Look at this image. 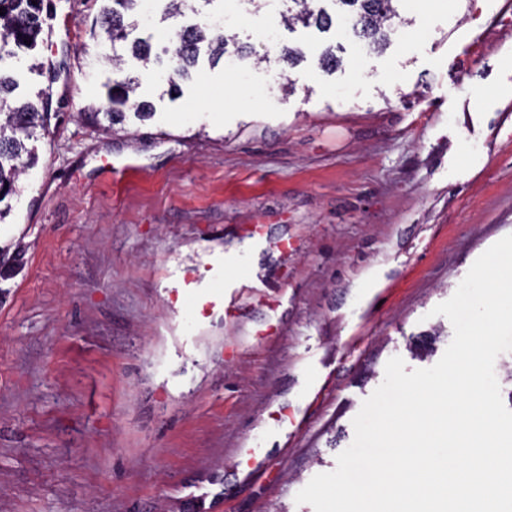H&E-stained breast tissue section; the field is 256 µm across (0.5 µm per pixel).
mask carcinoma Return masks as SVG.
I'll return each mask as SVG.
<instances>
[{"label":"carcinoma","mask_w":512,"mask_h":512,"mask_svg":"<svg viewBox=\"0 0 512 512\" xmlns=\"http://www.w3.org/2000/svg\"><path fill=\"white\" fill-rule=\"evenodd\" d=\"M112 6L103 9L97 20L108 34L111 45L124 43L128 29L135 25L140 0H108ZM341 12L351 18L355 34L376 49L388 42L390 21L397 17L393 6L395 0H335ZM3 14L0 15V221L4 220L10 205L6 204L16 192L18 176L34 165L36 157L29 142L35 141L47 129L49 114L43 111L42 97L35 99L14 96L17 83L1 63L19 51L34 50L44 35V0H0ZM282 23L290 28L297 23L326 31L336 17L326 9L311 7V0H288L281 14ZM207 48L214 60H219L230 51L245 54L250 47L239 41L234 31L217 32L205 27L184 28L176 33L174 47H165L161 52L153 51L146 40H135L127 52L138 59L144 71H149L160 54H171L180 77L189 75V68L196 65L202 48ZM319 65L325 71H334L341 66L335 47L325 48L319 56ZM141 78L125 76L106 85L105 101L91 105L84 114L98 127L101 119L109 124L132 112L141 120L149 118L152 106L137 97Z\"/></svg>","instance_id":"obj_1"}]
</instances>
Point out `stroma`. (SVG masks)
<instances>
[{
	"mask_svg": "<svg viewBox=\"0 0 512 512\" xmlns=\"http://www.w3.org/2000/svg\"><path fill=\"white\" fill-rule=\"evenodd\" d=\"M55 2L72 90L0 223V512H314L295 496L388 359L439 361L454 331L433 308L512 234L503 0H420L380 51L335 27L261 45L263 10L240 74L203 56L171 96L165 66L138 91L154 117L108 131L82 109L141 64L91 32L103 0ZM50 53L6 58L19 95ZM221 256L236 307L204 317Z\"/></svg>",
	"mask_w": 512,
	"mask_h": 512,
	"instance_id": "35a3bbf8",
	"label": "stroma"
}]
</instances>
